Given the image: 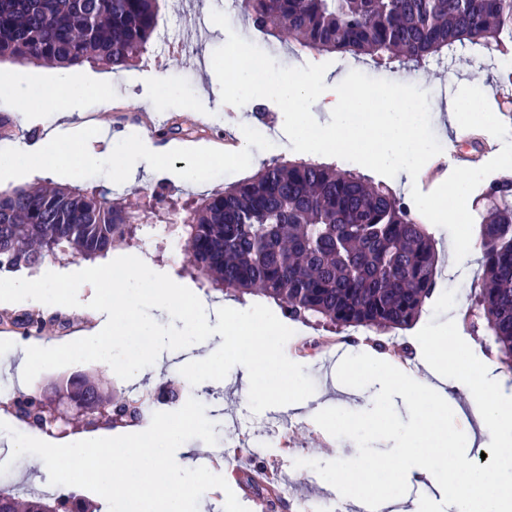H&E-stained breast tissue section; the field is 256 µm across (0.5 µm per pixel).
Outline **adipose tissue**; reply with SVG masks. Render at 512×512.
Instances as JSON below:
<instances>
[{
	"instance_id": "1",
	"label": "adipose tissue",
	"mask_w": 512,
	"mask_h": 512,
	"mask_svg": "<svg viewBox=\"0 0 512 512\" xmlns=\"http://www.w3.org/2000/svg\"><path fill=\"white\" fill-rule=\"evenodd\" d=\"M110 87L109 75L94 73L65 77L60 87L45 86L40 101L51 109L56 128L38 141L0 146V180L47 168L64 175L76 166H96L100 160L97 145L107 140V132L97 122L72 125L71 118L86 99L108 103ZM125 141L136 149L138 160L136 165L117 167L121 182L132 184L139 175L166 170L178 184L203 187L200 160L172 171L163 150L146 143L138 131H127ZM117 263L121 274L106 283L93 267L79 273L61 268L48 276L50 289L59 291L63 303L98 319L89 351L104 366L112 364L109 336L152 335L150 322L134 312L142 298L155 309L176 314L184 323L197 327L200 338L193 361L199 368L205 370L215 364L217 354L210 345L215 338H222L230 348L250 351L236 365L244 392H285L295 409H304L297 382L299 367L287 361L280 349L284 326L263 311L240 310L171 283L164 272L152 270L150 259L144 255L123 256ZM414 345L424 367L420 374L393 373L386 359L376 353L346 364L347 376L368 384L374 400L400 394L414 407L405 443L376 466L391 487L381 495V502L402 503L407 478L417 476L447 481L449 512H512V397L499 396V374L482 355L472 353L461 337L449 335L447 328L415 337ZM465 411L475 419L477 434L457 435L449 430V414ZM477 441L500 452L495 463L482 469L471 467L465 453ZM72 452L97 464V480L114 497L125 500L134 496L159 503L161 512H184L170 468L154 444L148 447L140 439L130 438L107 455L96 441L79 438Z\"/></svg>"
}]
</instances>
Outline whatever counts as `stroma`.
Listing matches in <instances>:
<instances>
[{"label": "stroma", "mask_w": 512, "mask_h": 512, "mask_svg": "<svg viewBox=\"0 0 512 512\" xmlns=\"http://www.w3.org/2000/svg\"><path fill=\"white\" fill-rule=\"evenodd\" d=\"M226 0H160L159 28L161 34L153 39L148 52L133 66L114 72L112 75L110 108L89 101L82 110L87 114H99L101 120L112 127V152L96 167L73 169L67 178H59L54 172L43 173L44 183L66 181L72 186L87 189L113 188L116 176L113 166L116 162L132 163L136 157L122 141L121 136L129 129H143L154 117L164 119L168 134L154 139L156 147L172 149L170 166L187 162L193 151H212L206 180L208 189L252 176L264 165L275 159L301 160L302 155L292 148L283 131V114L280 108L267 99H255L243 107L223 104L220 85L212 66V54L227 40L228 31H235L244 39L257 46H264L263 35L249 26L247 19L232 21L230 29H223L211 20L215 10H225ZM276 62L283 67H301L309 63L326 64V81H340L352 70H359L370 77L391 79L406 76L407 71L394 65L374 68L373 65L355 62L352 58L337 53L317 54L307 51L292 52L279 47ZM455 71L458 81L485 78L492 87L505 85L500 71L491 66L470 63L467 57H444L430 61L426 66L416 68L417 85L428 92L430 98L442 103L455 95L456 84H448L445 75ZM270 129L274 138L260 137V130ZM480 139L482 150H474L470 143ZM458 153H441L431 158L421 169L416 180L422 192H430L440 185L454 168H477L495 157L502 148L499 139L483 130H463L458 138ZM164 195L165 201L158 207H150L154 194ZM119 198L147 211L144 232H152L165 224H179L190 211L192 201L200 198V191L176 185L163 174L151 177L142 185L130 186L118 193ZM439 253L437 286L427 299L418 325L439 328L448 320V305L456 299L472 304L474 292L480 282L482 268L474 266L467 278H449L446 269L450 259L447 230L429 226ZM115 251L126 254L148 252L154 266L165 269L173 282L192 290H200L201 284L181 272L187 259L182 249H170L165 241L155 239L142 244L132 239L114 246ZM141 318L150 320L155 327L166 333L167 339L162 350H155L150 343H135L121 337L111 338L109 345L116 371L109 372L100 366L85 347L86 330L93 326L90 317L73 309L69 316L72 323L61 330L50 328L43 339H32L19 343L14 333L0 326V388L14 389L21 382L36 383L51 377L67 375L76 371L95 375L108 381L113 391H127L130 382L121 371V365L139 360L147 375L155 383L171 382L179 391L178 404L156 405L150 421L183 419L181 445L167 451L170 461H177L182 448H225L228 455H235V447L224 444L225 433L233 422H241L251 434L266 446L264 457L270 469L287 473L285 484L288 495L279 512H302L323 499L324 491L334 490L336 479L334 469L343 463L360 473L369 472L371 466L388 457L394 450L398 430L404 429L411 419L408 401L396 397L383 406V411L395 423L394 429H386L373 421H365L359 427L348 430L330 421V414L352 404L358 382L345 379L340 371L344 359L359 355L361 351L373 349L370 332L361 329L336 331L316 322L296 323L294 330L283 336L281 348L290 351L297 345L312 341L316 347L312 353L300 355L303 373L299 378L304 399L310 408H326L329 416L316 420L307 415L294 416L296 427L291 434V447H279L278 442L284 431L279 421L280 414L288 409L289 397L278 394L258 398L243 394L232 365L224 367V392L222 406L198 409L190 392L206 387L212 382L213 374L208 370L194 367L190 357L191 347L196 341L192 328L174 326L171 319L146 303L137 309ZM59 347L67 352L51 372H35L27 379H19L16 371L14 352L19 347L34 350L44 346ZM15 418L0 409V456L10 460L8 469L0 468V485L14 489L19 497L33 495V480L38 474V457L31 454H17L8 447L6 438L14 436ZM179 488L183 494L185 512H196L197 501H204L205 512H263L260 504L247 496L239 487L233 468H225L222 481L207 486L204 494H197V474L183 471L178 475Z\"/></svg>", "instance_id": "1"}]
</instances>
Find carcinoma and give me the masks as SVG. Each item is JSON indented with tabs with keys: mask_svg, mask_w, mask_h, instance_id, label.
Masks as SVG:
<instances>
[{
	"mask_svg": "<svg viewBox=\"0 0 512 512\" xmlns=\"http://www.w3.org/2000/svg\"><path fill=\"white\" fill-rule=\"evenodd\" d=\"M159 0H0V60L60 68L104 60L122 70L158 28ZM252 27L302 51L366 56L381 64H421L468 51L512 61V0H245ZM110 190L18 187L0 192V274L34 272L47 260H93L139 229V211ZM483 275L477 310L512 371V177L481 193ZM181 233L188 268L207 286L259 293L291 321H326L376 333L405 329L437 283L438 254L412 210L384 185L311 161L275 160L253 176L200 197ZM0 322L33 338L62 311L5 314ZM73 407L100 414L94 429L140 421L143 405H108L99 381L70 377ZM43 387L0 396L7 412L44 403ZM100 512L76 490L20 501L0 488V512Z\"/></svg>",
	"mask_w": 512,
	"mask_h": 512,
	"instance_id": "1",
	"label": "carcinoma"
}]
</instances>
